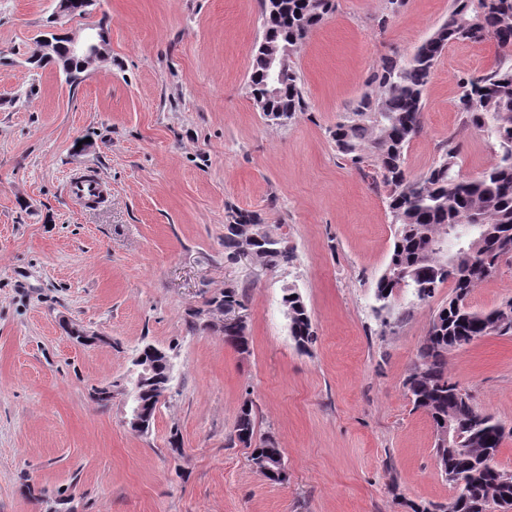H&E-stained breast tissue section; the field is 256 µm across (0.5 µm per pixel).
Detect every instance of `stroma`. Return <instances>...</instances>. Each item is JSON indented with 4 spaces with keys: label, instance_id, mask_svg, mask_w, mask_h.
<instances>
[{
    "label": "stroma",
    "instance_id": "obj_1",
    "mask_svg": "<svg viewBox=\"0 0 512 512\" xmlns=\"http://www.w3.org/2000/svg\"><path fill=\"white\" fill-rule=\"evenodd\" d=\"M450 0H336L291 56L307 109L263 118L248 89L262 37L257 0H96L56 18L57 0H0V512H409L457 493L435 460V433L403 380L449 287L421 302L397 292L382 327L374 285L395 226L383 186L338 155L339 113L376 91L382 57L410 56ZM110 20L107 61L77 87L31 69L35 39ZM493 41L452 44L424 97L410 176L449 134L468 179L495 160L461 130L458 82L488 73ZM92 169L111 197L87 209L65 192ZM257 214L295 248L285 267L224 260L232 210ZM243 288L250 350L225 345L221 317L193 313ZM296 289L317 341L299 351L282 306ZM512 299V262L474 288L477 310ZM92 334L81 344L69 327ZM173 358L174 380L149 431L124 424L144 343ZM474 406L512 431V336L448 354ZM112 387L102 402L93 388ZM251 399L258 436L283 450L274 484L231 443ZM178 433L181 453L168 440Z\"/></svg>",
    "mask_w": 512,
    "mask_h": 512
}]
</instances>
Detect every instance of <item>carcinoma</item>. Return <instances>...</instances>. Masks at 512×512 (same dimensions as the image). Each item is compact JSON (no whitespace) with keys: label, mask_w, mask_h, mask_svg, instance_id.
I'll list each match as a JSON object with an SVG mask.
<instances>
[{"label":"carcinoma","mask_w":512,"mask_h":512,"mask_svg":"<svg viewBox=\"0 0 512 512\" xmlns=\"http://www.w3.org/2000/svg\"><path fill=\"white\" fill-rule=\"evenodd\" d=\"M95 0H60L67 13L83 17ZM263 20L262 41L288 44L305 40L335 10V0H258ZM55 50L34 61L38 67L52 64L70 86L81 83V63L68 53L65 35L49 33ZM491 39L499 59L490 73L460 81L455 99L462 128H475L493 138L498 161L471 179L460 177L457 135L438 146L430 168L410 177L405 165L409 143L423 130V95L435 65L448 45ZM265 66L262 52L253 56L250 96L266 120L284 125L307 108L300 77L288 67L279 96L262 98ZM378 94L363 96L336 122L329 135L336 151L358 170L370 167L375 179L388 190L387 206L396 226L393 248L385 269L375 283L374 313L381 326H390L395 293L408 290L418 301L434 297L442 285L452 288L429 323L415 360L403 381L413 403L431 419L435 433L457 421L465 434L466 450L448 453V445L436 438L437 466L458 492L444 512H473L474 504L512 498V484L500 481L495 459L505 439V429L494 416L478 411L470 394L448 375V353L490 335H512V311L502 307L474 310L468 297L475 286L500 269V257L512 252V0H452L448 19L404 59L385 56L371 77ZM456 225L478 228L479 240L442 255L448 229ZM250 253V263L274 269L293 261L288 237L273 236L251 212L238 211L224 227V258L230 263ZM282 304L296 347L309 351L315 342L311 316L300 294L284 289ZM222 308L245 310V294L230 283L207 302L196 318ZM224 343L237 352H249L246 324L222 326ZM255 411L249 398L240 405L231 442L251 449L252 465L263 471L262 460L280 454L270 436L256 437Z\"/></svg>","instance_id":"cac0c4a2"}]
</instances>
